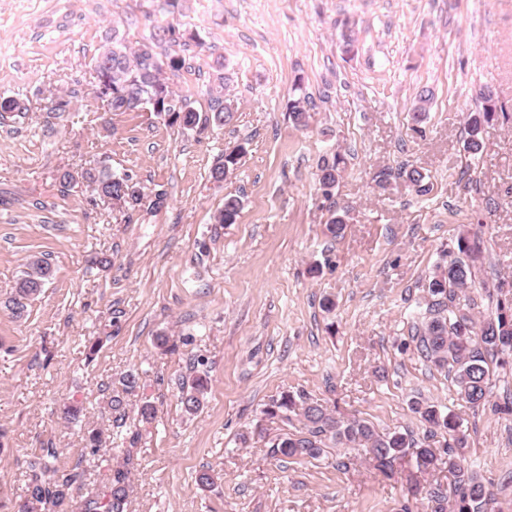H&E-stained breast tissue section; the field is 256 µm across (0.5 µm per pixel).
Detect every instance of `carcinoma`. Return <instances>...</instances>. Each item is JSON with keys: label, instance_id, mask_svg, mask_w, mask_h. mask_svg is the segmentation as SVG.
<instances>
[{"label": "carcinoma", "instance_id": "1", "mask_svg": "<svg viewBox=\"0 0 512 512\" xmlns=\"http://www.w3.org/2000/svg\"><path fill=\"white\" fill-rule=\"evenodd\" d=\"M176 39L171 27H158L150 37L141 41L137 48L130 47L118 27L106 36L94 59L96 86L94 96L104 102L110 112H136L148 109L165 117L166 124L182 132H201L208 127L222 128L233 118L235 108L221 96L211 97L210 112L201 114L187 103H178L166 82V71L179 72L186 66V59L166 52L158 57L156 49ZM483 105L467 115V151L480 153L485 126L499 118L507 122L512 116L498 110L491 91L481 93ZM430 97L419 94L414 108L409 112L412 130L420 131L427 118ZM288 116L297 129L309 126L311 113L308 96L288 102ZM246 153L242 144L224 150V161L211 170V178L221 182L235 170ZM344 158L338 153L319 159L316 172V189L330 200L344 171ZM93 190L113 204L127 209L148 205L158 209L166 201L162 190L153 195L144 192L139 182L127 174L112 172L106 160L81 173ZM403 180L416 195L431 193L430 176L417 167H400L383 170L378 175L382 188ZM242 209V200L236 195L224 197V207L216 221L234 224ZM348 220V210L331 211L327 230L338 237ZM482 256L480 241L460 238L458 252L448 253V261L436 266L427 282V302L422 320L414 326L416 349L421 357L437 370L453 374L459 399L470 408L486 405L491 393V377L495 369L504 365L499 357L512 355V298L497 300L496 310L488 316L475 317L471 308L456 303L458 293L473 281L474 263ZM52 266L45 257L27 261L19 277L15 292L10 299L12 314L21 318L30 302L51 278ZM199 368L189 381L180 383V403L190 415L198 413L204 404L208 389L207 373L200 372L205 360H197ZM120 389L112 391L107 406L114 414L113 423L120 428L126 419V397L141 388L139 373L130 370L119 379ZM414 413L428 424L429 435L441 434L444 442L433 448L427 438H417L401 432H382L370 421L356 417H344L306 398L298 401L290 394L271 402L266 409L270 417L289 424L298 418L301 427L269 439V451L274 457L319 460L333 448H365L375 467L382 472L393 468L398 460L409 459L423 472L448 470L452 483L444 489L435 485L426 490L428 512H492L493 494L482 477L463 463V448L468 436L463 429L462 418L445 412L428 402L416 401ZM44 462L27 474L23 493L17 503V512H68L71 492L78 484L82 472L74 466L60 468L54 460L58 451L48 444L42 448ZM131 488L128 462L111 468L110 491L106 499L90 498L80 512H125Z\"/></svg>", "mask_w": 512, "mask_h": 512}]
</instances>
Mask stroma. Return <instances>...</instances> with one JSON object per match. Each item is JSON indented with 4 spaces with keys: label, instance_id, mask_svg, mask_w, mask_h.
<instances>
[{
    "label": "stroma",
    "instance_id": "obj_1",
    "mask_svg": "<svg viewBox=\"0 0 512 512\" xmlns=\"http://www.w3.org/2000/svg\"><path fill=\"white\" fill-rule=\"evenodd\" d=\"M162 4L0 0V97L29 107L0 122V512H13L47 443L58 466L81 464L80 499L106 494L108 467L131 459L127 512H424L427 487L448 485L447 472L407 460L383 474L362 448L271 457L268 439L287 427L265 409L284 394L417 437L427 427L414 402L452 410L494 512H512V414L461 405L451 376L411 344L428 276L460 238L483 247L460 295L473 314L494 310L499 281L512 284V122L486 126L478 155L464 149L481 90L512 113V0ZM115 24L132 43L174 27L189 67L169 86L205 113L225 73L231 124L183 133L147 110L109 112L93 94V61ZM297 83L319 101L305 130L288 120ZM424 90L417 133L408 111ZM49 92L67 100L64 112H48ZM241 141L237 169L211 180ZM336 151L347 167L335 198L349 220L334 238L315 174ZM103 157L146 193L165 190L164 205L120 211L85 182L61 188L58 169L77 174ZM402 163L430 176L429 195L377 186L379 170ZM228 194L242 210L220 224ZM34 255L53 276L18 319L8 302ZM161 334L179 340L176 352L158 346ZM195 356L209 390L189 416L178 381ZM131 369L156 417L142 423L129 409L116 439L106 396ZM72 402L83 409L76 423L61 418ZM89 427L112 437L111 456L88 454ZM205 470L215 476L207 488L196 483Z\"/></svg>",
    "mask_w": 512,
    "mask_h": 512
}]
</instances>
